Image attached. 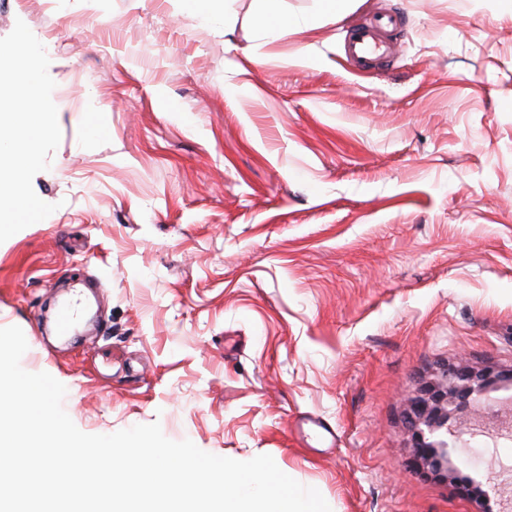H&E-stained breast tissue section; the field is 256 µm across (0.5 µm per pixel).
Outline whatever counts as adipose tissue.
I'll return each instance as SVG.
<instances>
[{"mask_svg":"<svg viewBox=\"0 0 512 512\" xmlns=\"http://www.w3.org/2000/svg\"><path fill=\"white\" fill-rule=\"evenodd\" d=\"M44 47L24 43L18 66H0V94L13 93L9 111L0 113V225L9 226L29 205L27 179L38 165L39 156L29 152L19 157L21 142H37L50 137L57 123L55 113L41 111L42 88L33 74Z\"/></svg>","mask_w":512,"mask_h":512,"instance_id":"1","label":"adipose tissue"}]
</instances>
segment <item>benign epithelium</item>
Instances as JSON below:
<instances>
[{"instance_id": "benign-epithelium-1", "label": "benign epithelium", "mask_w": 512, "mask_h": 512, "mask_svg": "<svg viewBox=\"0 0 512 512\" xmlns=\"http://www.w3.org/2000/svg\"><path fill=\"white\" fill-rule=\"evenodd\" d=\"M440 379L444 386L411 403L409 423L416 453L409 467L413 470L422 468L423 459L433 460L438 466L448 459V440L438 432L448 425L449 409L458 400L478 401L490 385V378H481L467 365L445 369Z\"/></svg>"}]
</instances>
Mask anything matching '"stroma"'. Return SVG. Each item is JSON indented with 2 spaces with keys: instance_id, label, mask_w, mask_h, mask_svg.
<instances>
[{
  "instance_id": "35a3bbf8",
  "label": "stroma",
  "mask_w": 512,
  "mask_h": 512,
  "mask_svg": "<svg viewBox=\"0 0 512 512\" xmlns=\"http://www.w3.org/2000/svg\"><path fill=\"white\" fill-rule=\"evenodd\" d=\"M225 9L227 33L180 0H0L59 117L0 236L22 367L82 432L267 454L331 512H512V0H351L274 42L258 0ZM387 12L396 61L351 66ZM88 281L94 322L51 341ZM462 362L500 378L447 473L413 472L409 405Z\"/></svg>"
}]
</instances>
